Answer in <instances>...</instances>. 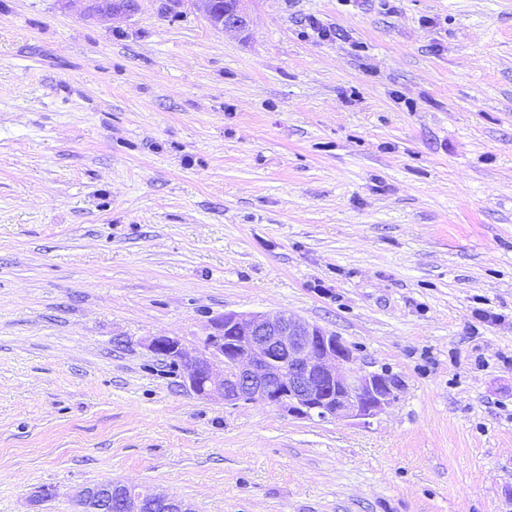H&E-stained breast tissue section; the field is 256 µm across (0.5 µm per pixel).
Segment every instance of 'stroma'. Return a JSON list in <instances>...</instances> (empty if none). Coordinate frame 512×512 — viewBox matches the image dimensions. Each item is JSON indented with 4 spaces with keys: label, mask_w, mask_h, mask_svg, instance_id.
Returning <instances> with one entry per match:
<instances>
[{
    "label": "stroma",
    "mask_w": 512,
    "mask_h": 512,
    "mask_svg": "<svg viewBox=\"0 0 512 512\" xmlns=\"http://www.w3.org/2000/svg\"><path fill=\"white\" fill-rule=\"evenodd\" d=\"M0 0V512H512V0ZM285 312L369 423L198 397L148 347ZM55 495L35 498L43 487ZM193 8L202 14L209 23L216 29L221 31L234 30L244 31L249 27V15L242 8V0H236V8L232 11L225 12L234 2L233 0H218L219 9L224 13L216 10V0H188ZM221 14V16H219ZM119 501L120 512H144L146 502H151L157 512H195L192 505L183 499L156 493L146 486L135 483L116 484L101 482L77 491L75 502L78 512H91L99 509L101 503H112V497Z\"/></svg>",
    "instance_id": "stroma-1"
}]
</instances>
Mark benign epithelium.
<instances>
[{
  "instance_id": "benign-epithelium-1",
  "label": "benign epithelium",
  "mask_w": 512,
  "mask_h": 512,
  "mask_svg": "<svg viewBox=\"0 0 512 512\" xmlns=\"http://www.w3.org/2000/svg\"><path fill=\"white\" fill-rule=\"evenodd\" d=\"M185 1L218 30L249 27L242 0L222 14L216 0H164V7L176 10ZM138 3L107 0L99 13L131 16ZM148 348L179 363L184 386L199 396L226 405L271 404L299 419L365 423L392 406L400 390L397 376L356 366L353 352L338 336L287 313H226L214 318L196 354L170 336L151 337ZM114 496L120 512H143L148 502L160 512H195L183 499L135 483H97L77 491L75 502L78 512H92Z\"/></svg>"
}]
</instances>
